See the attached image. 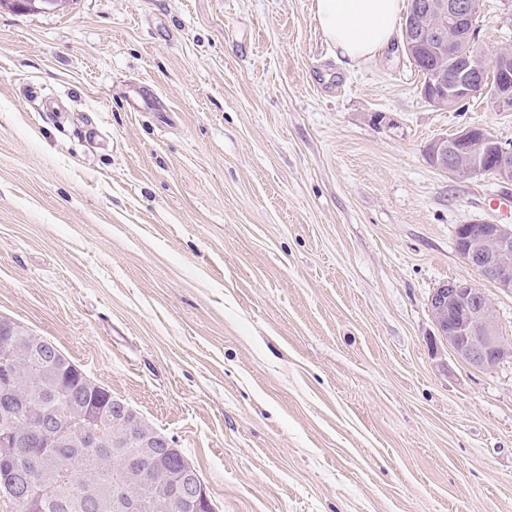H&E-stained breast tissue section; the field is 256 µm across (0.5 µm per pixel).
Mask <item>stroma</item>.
I'll return each mask as SVG.
<instances>
[{"instance_id":"1","label":"stroma","mask_w":512,"mask_h":512,"mask_svg":"<svg viewBox=\"0 0 512 512\" xmlns=\"http://www.w3.org/2000/svg\"><path fill=\"white\" fill-rule=\"evenodd\" d=\"M312 2L0 7V317L172 438L216 512H512V363L458 360L427 305L471 280L512 336L455 248L512 225V186L423 156L512 141V109H433L397 41L346 66ZM475 46H512V0Z\"/></svg>"}]
</instances>
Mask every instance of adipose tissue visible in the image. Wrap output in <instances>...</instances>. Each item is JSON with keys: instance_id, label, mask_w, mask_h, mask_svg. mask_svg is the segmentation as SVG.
Listing matches in <instances>:
<instances>
[{"instance_id": "obj_1", "label": "adipose tissue", "mask_w": 512, "mask_h": 512, "mask_svg": "<svg viewBox=\"0 0 512 512\" xmlns=\"http://www.w3.org/2000/svg\"><path fill=\"white\" fill-rule=\"evenodd\" d=\"M314 7L324 36L343 61L355 66L391 43L402 0H315Z\"/></svg>"}]
</instances>
